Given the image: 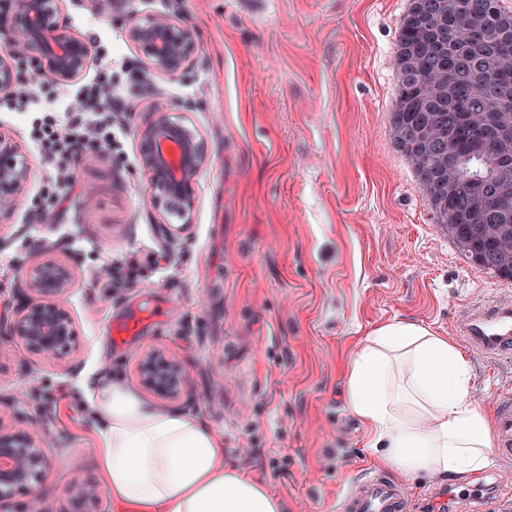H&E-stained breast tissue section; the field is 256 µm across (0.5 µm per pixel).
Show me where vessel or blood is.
<instances>
[{"mask_svg": "<svg viewBox=\"0 0 512 512\" xmlns=\"http://www.w3.org/2000/svg\"><path fill=\"white\" fill-rule=\"evenodd\" d=\"M455 335L475 356L499 363H512V295L492 297L467 305L454 326ZM497 453L501 458L512 459V396L498 401L494 420ZM483 479L474 480L469 486L448 493L439 489L426 494L419 502H411L402 485L385 475H364L344 493L341 512H439L448 498L470 505L472 512H494L493 500L483 492Z\"/></svg>", "mask_w": 512, "mask_h": 512, "instance_id": "obj_1", "label": "vessel or blood"}]
</instances>
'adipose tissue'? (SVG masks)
<instances>
[{
  "instance_id": "ef3b65f1",
  "label": "adipose tissue",
  "mask_w": 512,
  "mask_h": 512,
  "mask_svg": "<svg viewBox=\"0 0 512 512\" xmlns=\"http://www.w3.org/2000/svg\"><path fill=\"white\" fill-rule=\"evenodd\" d=\"M346 402L385 468L461 481L491 462V428L453 342L410 321L373 329L353 350ZM97 471L114 512H282L263 484L224 462L198 417L156 409L118 380L94 395Z\"/></svg>"
}]
</instances>
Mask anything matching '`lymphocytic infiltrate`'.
<instances>
[{
    "instance_id": "f902f5d3",
    "label": "lymphocytic infiltrate",
    "mask_w": 512,
    "mask_h": 512,
    "mask_svg": "<svg viewBox=\"0 0 512 512\" xmlns=\"http://www.w3.org/2000/svg\"><path fill=\"white\" fill-rule=\"evenodd\" d=\"M124 93V87L113 84L106 74L99 81L69 86L56 95L44 94L30 82L16 87V99L34 115L33 142L54 187V204H62L76 187L75 168L82 154L119 148L129 123L119 105Z\"/></svg>"
}]
</instances>
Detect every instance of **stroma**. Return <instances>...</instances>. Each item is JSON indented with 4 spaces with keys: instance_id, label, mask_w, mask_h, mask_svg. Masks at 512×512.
<instances>
[{
    "instance_id": "1",
    "label": "stroma",
    "mask_w": 512,
    "mask_h": 512,
    "mask_svg": "<svg viewBox=\"0 0 512 512\" xmlns=\"http://www.w3.org/2000/svg\"><path fill=\"white\" fill-rule=\"evenodd\" d=\"M410 0H66L62 21L127 87L133 125L168 107L202 133L210 162L181 233L156 221L138 144L77 164L62 210L35 223L45 168L16 209L0 218V253L73 262L67 302L78 324L62 360L27 363L0 341V409L26 396L54 439L45 490L64 497L73 478L96 480L98 445L90 394L120 379L141 386L135 357L165 349L185 364L176 410L224 439V461L260 481L283 512H340L341 497L377 471L365 428L345 406L348 362L374 327L409 320L440 336L469 303L511 292L481 271L442 229L411 166L396 149L388 113L397 35ZM164 13L193 27L187 69L158 76L126 37L132 16ZM92 206H85V199ZM168 251L167 270L120 292L95 286L104 256ZM143 319L115 342L110 325ZM473 396L495 413L512 393V364L469 359Z\"/></svg>"
}]
</instances>
